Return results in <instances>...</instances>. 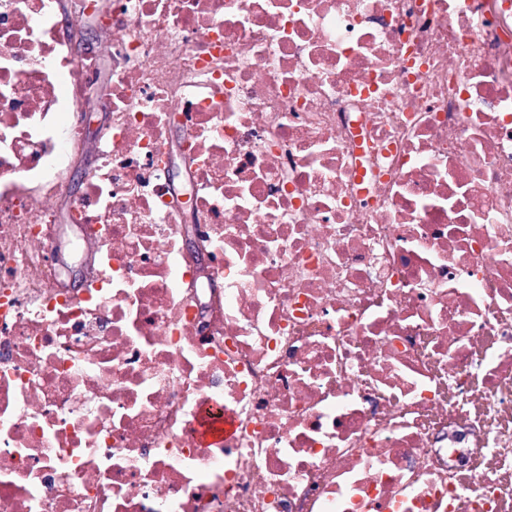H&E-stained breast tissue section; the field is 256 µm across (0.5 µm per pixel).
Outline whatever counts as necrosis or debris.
I'll use <instances>...</instances> for the list:
<instances>
[{"label":"necrosis or debris","mask_w":512,"mask_h":512,"mask_svg":"<svg viewBox=\"0 0 512 512\" xmlns=\"http://www.w3.org/2000/svg\"><path fill=\"white\" fill-rule=\"evenodd\" d=\"M80 23L0 0V512H512V0H112L91 145ZM97 162L95 157L87 156L82 162H79L70 168L65 176L66 188L72 197H79L85 191L88 178ZM59 225L61 227L62 245L61 261L59 262L63 279H75L76 284L81 283L79 288H83L89 268V253L86 248L83 249L82 256L73 257L68 249V243L77 235V228L69 224L67 215L64 211L60 212ZM233 429L234 423L231 418L225 416L222 420H215L204 414L201 420L200 435L203 442L209 443L224 439V434Z\"/></svg>","instance_id":"1"}]
</instances>
